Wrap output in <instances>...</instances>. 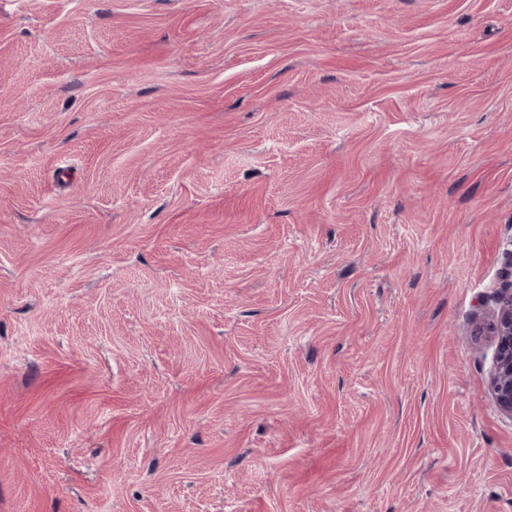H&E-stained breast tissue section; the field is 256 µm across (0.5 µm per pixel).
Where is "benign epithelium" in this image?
I'll list each match as a JSON object with an SVG mask.
<instances>
[{"instance_id":"benign-epithelium-1","label":"benign epithelium","mask_w":512,"mask_h":512,"mask_svg":"<svg viewBox=\"0 0 512 512\" xmlns=\"http://www.w3.org/2000/svg\"><path fill=\"white\" fill-rule=\"evenodd\" d=\"M496 313L487 327L494 355L491 366V395L501 411L512 417V288L500 292Z\"/></svg>"}]
</instances>
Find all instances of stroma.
<instances>
[{"instance_id": "obj_1", "label": "stroma", "mask_w": 512, "mask_h": 512, "mask_svg": "<svg viewBox=\"0 0 512 512\" xmlns=\"http://www.w3.org/2000/svg\"><path fill=\"white\" fill-rule=\"evenodd\" d=\"M511 251L512 0H0V512H512ZM496 313L487 327L494 355L491 366V395L501 411L512 417V288L496 299Z\"/></svg>"}]
</instances>
